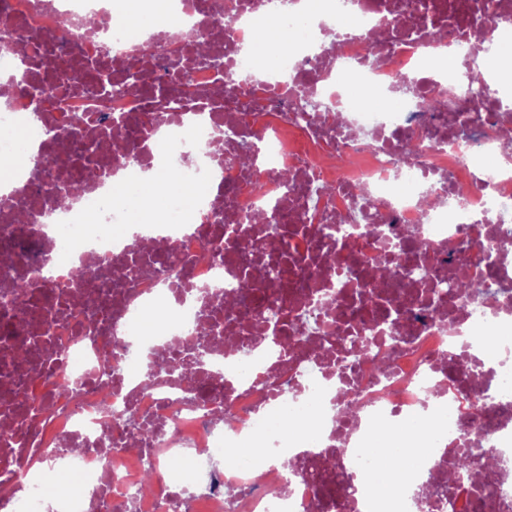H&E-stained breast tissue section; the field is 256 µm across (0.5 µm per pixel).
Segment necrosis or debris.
I'll return each instance as SVG.
<instances>
[{
  "label": "necrosis or debris",
  "mask_w": 512,
  "mask_h": 512,
  "mask_svg": "<svg viewBox=\"0 0 512 512\" xmlns=\"http://www.w3.org/2000/svg\"><path fill=\"white\" fill-rule=\"evenodd\" d=\"M287 2L0 0V76L30 64L0 128L40 159L0 186V512H413L423 487L428 512H512V56L454 101L483 30L512 42V0ZM248 42L269 74L244 82ZM159 170L181 173V216L154 194L158 235L125 233L128 187ZM462 275L483 302L440 296ZM135 345L169 372L143 375ZM435 417L427 469L377 488L379 431ZM474 445L506 463L471 458L491 488L448 502L447 450ZM59 464L86 488L44 501Z\"/></svg>",
  "instance_id": "necrosis-or-debris-1"
}]
</instances>
